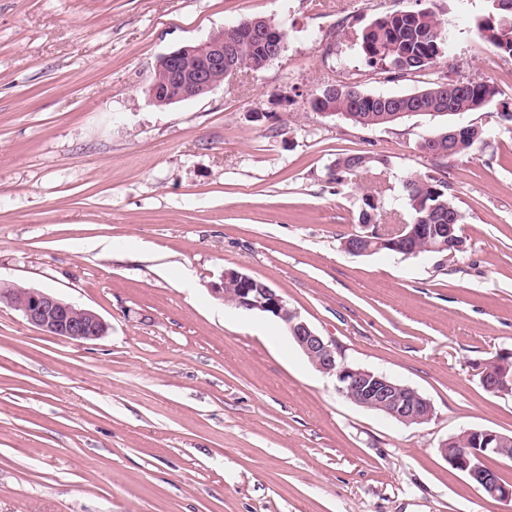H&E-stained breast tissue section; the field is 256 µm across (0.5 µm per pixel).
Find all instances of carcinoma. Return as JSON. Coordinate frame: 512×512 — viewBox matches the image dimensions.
<instances>
[{"instance_id": "obj_1", "label": "carcinoma", "mask_w": 512, "mask_h": 512, "mask_svg": "<svg viewBox=\"0 0 512 512\" xmlns=\"http://www.w3.org/2000/svg\"><path fill=\"white\" fill-rule=\"evenodd\" d=\"M480 37L496 53L512 56V11L495 8L476 22ZM455 41V31L445 26L436 14L428 9L400 11L371 22L362 32L360 50L371 64H378L395 80L408 74L427 71L438 58L450 52ZM276 46L260 37L242 42L235 50L233 63L242 69L259 70ZM421 95L369 94L355 87L340 86L331 95L323 91L312 99V107L318 112L347 113L354 124L384 126L392 123V112L404 109L413 115H457L480 109L496 95L494 86L486 81L444 80L440 77L426 83ZM448 132L444 128L420 145V150L432 153V158L442 160L447 154L436 143V138ZM464 148L459 154H467L483 141L484 132L469 126L462 130ZM375 159L367 154H348L336 159L334 168L328 170L327 179L345 185L360 170L373 166ZM402 195L411 202L412 224H452L455 235L461 236L465 214L457 204V197L447 181L429 174H412L402 180ZM444 236L434 232L416 244L418 253L444 255L448 249H439Z\"/></svg>"}]
</instances>
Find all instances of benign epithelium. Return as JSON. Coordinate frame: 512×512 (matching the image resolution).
Here are the masks:
<instances>
[{
  "label": "benign epithelium",
  "mask_w": 512,
  "mask_h": 512,
  "mask_svg": "<svg viewBox=\"0 0 512 512\" xmlns=\"http://www.w3.org/2000/svg\"><path fill=\"white\" fill-rule=\"evenodd\" d=\"M262 18L245 19L239 23L211 33L206 39L181 47L163 55L157 72L163 76L169 91L163 92L158 82L149 84L150 99L158 104L191 100L212 91L226 80L224 57L237 47L240 41L257 34L268 38L278 46L285 44L286 29L267 30L260 27ZM420 224H398L387 227L375 225V248L389 247L399 252L411 250L414 239L424 234ZM233 281L237 286L234 306L246 311H258L283 321L312 365L320 372L336 376V390L361 407L384 410L389 416L410 424L424 423L432 419V403L409 386L392 383L383 373L355 369L342 359L336 343L316 333L287 300L274 288L260 283L248 274L227 270L221 282L214 285L213 293L223 299L225 283ZM0 301L19 311L32 327L66 340L86 342L102 337L108 325L95 311L67 302L54 294L39 289H25L19 296L0 291ZM463 435L481 444L477 448H463L448 453V443L440 451L448 464L463 473L476 485L490 491L503 502H512V487L503 484L492 470L482 466L491 454H508L512 440L489 429H468Z\"/></svg>",
  "instance_id": "1"
}]
</instances>
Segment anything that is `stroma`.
<instances>
[{"instance_id": "stroma-1", "label": "stroma", "mask_w": 512, "mask_h": 512, "mask_svg": "<svg viewBox=\"0 0 512 512\" xmlns=\"http://www.w3.org/2000/svg\"><path fill=\"white\" fill-rule=\"evenodd\" d=\"M427 8L451 54L396 81L359 52L376 18ZM490 0H0V284L93 309L100 339L44 335L0 303V512H512L451 468L462 431L512 436V394L478 367L512 353V56L476 32ZM286 22L278 59L157 105L160 56L248 17ZM486 81L485 107L363 128L315 111L328 84L404 94ZM486 138L435 167L447 125ZM375 166L328 182L339 155ZM445 179L466 215L451 258L353 256L365 192ZM269 284L346 363L434 407H359L283 324L214 296Z\"/></svg>"}]
</instances>
